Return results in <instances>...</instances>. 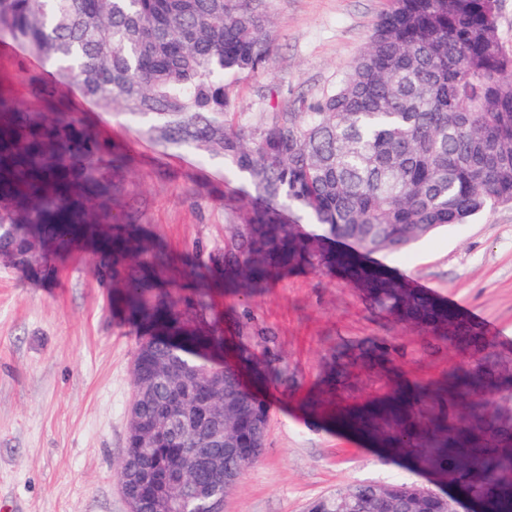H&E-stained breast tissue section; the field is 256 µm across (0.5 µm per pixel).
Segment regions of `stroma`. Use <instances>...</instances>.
<instances>
[{
  "mask_svg": "<svg viewBox=\"0 0 512 512\" xmlns=\"http://www.w3.org/2000/svg\"><path fill=\"white\" fill-rule=\"evenodd\" d=\"M386 0H265L274 52L268 68L231 88L239 112H279L346 79ZM37 68L0 42V93L29 101ZM59 95L125 150L113 213L131 215L183 266L223 248L244 202L223 167L166 150L76 85ZM398 275L461 310L512 361V206L434 233L386 257ZM229 357L253 354L288 385L260 386L270 426L258 460L224 512H307L318 496L357 483L423 484L425 475L361 437L312 421L303 402L343 344L384 341L407 376L430 381L467 356L374 309L341 279L301 271L246 292L214 293ZM135 326L112 308V286L75 253L55 278L0 255V512H128L120 487Z\"/></svg>",
  "mask_w": 512,
  "mask_h": 512,
  "instance_id": "35a3bbf8",
  "label": "stroma"
}]
</instances>
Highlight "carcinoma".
Listing matches in <instances>:
<instances>
[{
  "instance_id": "carcinoma-1",
  "label": "carcinoma",
  "mask_w": 512,
  "mask_h": 512,
  "mask_svg": "<svg viewBox=\"0 0 512 512\" xmlns=\"http://www.w3.org/2000/svg\"><path fill=\"white\" fill-rule=\"evenodd\" d=\"M263 0H0L8 38L52 70L28 79L36 109L0 94V254L39 261L90 242L93 271L140 331L134 379L153 382L147 418L168 411V364L191 392L185 427L149 448L127 437L131 468L160 480L184 469L226 497L224 475L196 463L210 431L201 406L224 396V470L260 455L269 408L223 357L224 313L209 286L259 285L299 269L339 273L371 308L473 360L437 382L406 377L385 343L338 353L306 413L448 480L483 512H512V378L493 342L448 303L378 264L437 230L512 204V53L498 0H387L347 79L285 112L234 111L227 80L267 68ZM73 81L165 148L220 160L251 209L224 249L196 264L188 290L173 258L110 212L125 158L55 96ZM309 512H448L415 483L329 491Z\"/></svg>"
}]
</instances>
